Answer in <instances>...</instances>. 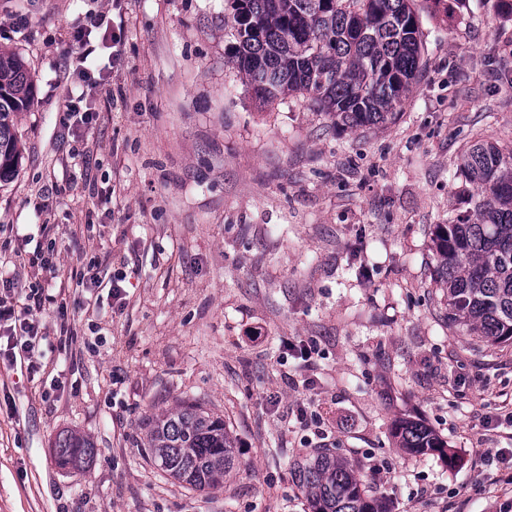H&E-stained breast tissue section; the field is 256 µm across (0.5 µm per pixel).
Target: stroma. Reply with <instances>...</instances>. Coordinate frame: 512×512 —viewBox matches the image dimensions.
<instances>
[{"label":"stroma","instance_id":"1","mask_svg":"<svg viewBox=\"0 0 512 512\" xmlns=\"http://www.w3.org/2000/svg\"><path fill=\"white\" fill-rule=\"evenodd\" d=\"M417 6L416 84L394 120L350 129L300 96L256 99L225 0H0V51L24 57L35 90L0 182V274L17 300L38 288L48 333L35 381L0 365V512H309L294 466L318 448L387 512H487L490 487L512 499L481 439L512 405V346L449 327L431 252L466 148L512 140V19L497 0ZM102 14L110 28L78 33ZM77 99L89 126L66 119ZM47 247L50 270L34 257ZM118 270L123 307L77 284ZM300 341L311 366L288 352ZM185 400L237 448L220 489L149 455L150 415ZM403 420L443 451L400 448ZM67 432L95 447L76 470L53 452Z\"/></svg>","mask_w":512,"mask_h":512}]
</instances>
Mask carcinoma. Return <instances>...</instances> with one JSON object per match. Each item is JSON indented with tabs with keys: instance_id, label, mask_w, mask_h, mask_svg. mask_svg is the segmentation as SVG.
I'll return each mask as SVG.
<instances>
[{
	"instance_id": "1",
	"label": "carcinoma",
	"mask_w": 512,
	"mask_h": 512,
	"mask_svg": "<svg viewBox=\"0 0 512 512\" xmlns=\"http://www.w3.org/2000/svg\"><path fill=\"white\" fill-rule=\"evenodd\" d=\"M234 63L269 102L299 93L318 111L354 129L396 116L422 70L416 0H227ZM33 102L22 57L0 51V181L16 171L21 148L10 116ZM457 178L472 187L465 209L436 225L431 251L446 289L448 324L492 344H512V145L480 140L464 152ZM394 435L414 454L442 448L433 432L406 421ZM151 456L173 479L196 490L224 486L236 450L224 419L184 402L152 417ZM55 458L78 469L94 453L75 433L59 436ZM310 512H385L355 469L318 448L295 469Z\"/></svg>"
}]
</instances>
